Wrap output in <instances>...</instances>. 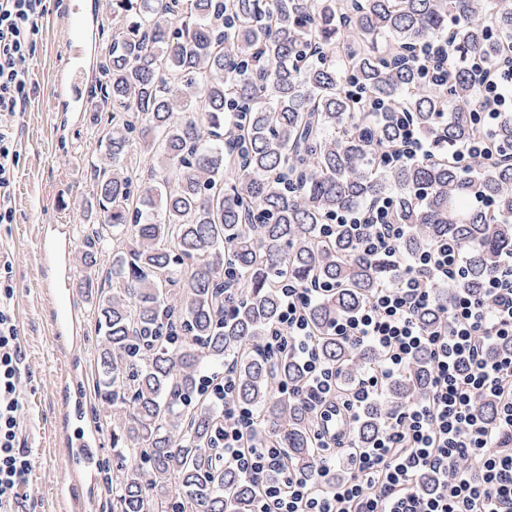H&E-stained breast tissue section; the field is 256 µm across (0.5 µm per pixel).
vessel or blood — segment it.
Instances as JSON below:
<instances>
[{"label":"vessel or blood","mask_w":512,"mask_h":512,"mask_svg":"<svg viewBox=\"0 0 512 512\" xmlns=\"http://www.w3.org/2000/svg\"><path fill=\"white\" fill-rule=\"evenodd\" d=\"M65 28L68 36L69 62L59 71L56 79V96L66 111L84 115L86 102L83 93V61L95 52L96 19L86 0H71ZM70 239L64 226H54L44 233L39 241L42 256L41 286L48 299V318L54 334L65 347H76L80 343L79 312L72 303V292L60 288L59 282L68 274L67 254ZM79 418V408L64 405L63 427L60 439L75 462L73 469L58 486V501L65 512H89L91 502L85 494V485L94 474L90 454L97 443L95 432L77 435L74 425Z\"/></svg>","instance_id":"vessel-or-blood-1"}]
</instances>
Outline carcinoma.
Listing matches in <instances>:
<instances>
[{"instance_id":"carcinoma-1","label":"carcinoma","mask_w":512,"mask_h":512,"mask_svg":"<svg viewBox=\"0 0 512 512\" xmlns=\"http://www.w3.org/2000/svg\"><path fill=\"white\" fill-rule=\"evenodd\" d=\"M510 38L512 0H112L99 74L117 128L109 166L91 169L93 241L123 242L97 309L98 399L110 410L112 447L130 453L112 512H169L173 500L181 512L253 510L257 486L211 465L208 436L224 414L187 404L209 365L234 368L236 399L286 449L293 472L317 469L309 409L274 390L303 386L301 365L259 345L277 320L280 284L329 289L308 317L344 388L379 358L330 326L399 275L348 229L322 233L331 215L392 197L397 223L411 228L400 252L454 238L466 249L461 287L480 291L512 249V162L474 176L452 154L475 133L466 62L496 61ZM445 43L455 67L446 102L416 67L421 48ZM401 112L434 156L388 169L381 155L399 141ZM493 138L512 148V118ZM473 197L500 221L489 223ZM80 260L86 287H98V251ZM430 372L420 355L387 389L398 401L419 396ZM384 429L370 405L355 442Z\"/></svg>"}]
</instances>
